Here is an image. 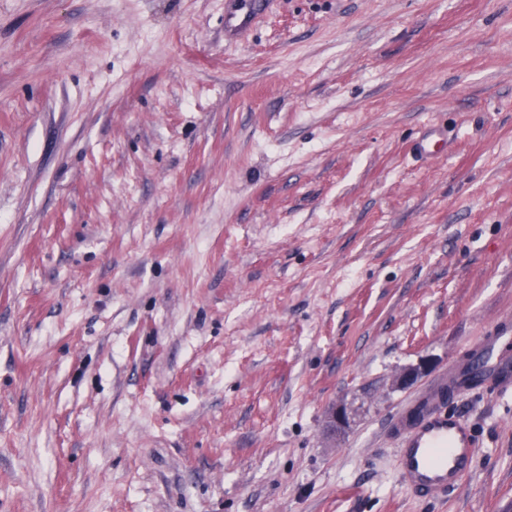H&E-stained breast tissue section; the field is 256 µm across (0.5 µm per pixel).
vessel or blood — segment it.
Instances as JSON below:
<instances>
[{"label": "vessel or blood", "instance_id": "b4317fda", "mask_svg": "<svg viewBox=\"0 0 512 512\" xmlns=\"http://www.w3.org/2000/svg\"><path fill=\"white\" fill-rule=\"evenodd\" d=\"M269 0H225L224 36L233 40L246 33L267 9ZM446 133L430 127L419 140L416 153L428 158L444 152ZM477 359L453 364L408 399L387 423L398 452L403 485L420 498L447 494L470 475L477 442L469 423L448 413L444 405L449 390L470 387L475 377L495 383L500 391L512 390V331L485 337Z\"/></svg>", "mask_w": 512, "mask_h": 512}]
</instances>
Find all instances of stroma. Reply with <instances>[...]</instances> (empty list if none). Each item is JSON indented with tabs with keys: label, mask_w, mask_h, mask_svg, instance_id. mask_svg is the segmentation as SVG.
<instances>
[{
	"label": "stroma",
	"mask_w": 512,
	"mask_h": 512,
	"mask_svg": "<svg viewBox=\"0 0 512 512\" xmlns=\"http://www.w3.org/2000/svg\"><path fill=\"white\" fill-rule=\"evenodd\" d=\"M506 319L512 0H0V512H512L385 431ZM270 0H226L224 37L233 40L246 33L267 9ZM450 144L448 134L446 135L440 128L432 126L428 128L417 143L416 154L422 158L433 157L436 154L444 152L447 147L449 150Z\"/></svg>",
	"instance_id": "35a3bbf8"
}]
</instances>
